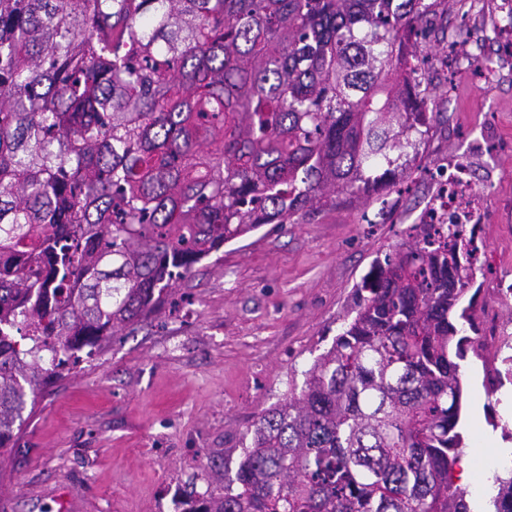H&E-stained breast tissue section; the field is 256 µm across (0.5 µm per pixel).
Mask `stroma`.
I'll use <instances>...</instances> for the list:
<instances>
[{"instance_id":"stroma-1","label":"stroma","mask_w":512,"mask_h":512,"mask_svg":"<svg viewBox=\"0 0 512 512\" xmlns=\"http://www.w3.org/2000/svg\"><path fill=\"white\" fill-rule=\"evenodd\" d=\"M501 0H448L425 47L432 91L418 164L470 161L484 189L485 221L467 232L485 247L468 294L479 335L512 355V58L486 24L512 26ZM497 57L500 76L483 77ZM435 182L410 191L336 193L293 223L267 224L226 243L163 295L159 313L103 340L41 386L4 465L0 512H181L165 493L204 492L224 451L240 447L257 415L300 394L305 373L351 320L375 260L408 241ZM463 442L452 471L470 512H491L474 492L499 448L512 444V382L491 384L481 359L461 373Z\"/></svg>"}]
</instances>
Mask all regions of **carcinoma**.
<instances>
[{"instance_id": "cac0c4a2", "label": "carcinoma", "mask_w": 512, "mask_h": 512, "mask_svg": "<svg viewBox=\"0 0 512 512\" xmlns=\"http://www.w3.org/2000/svg\"><path fill=\"white\" fill-rule=\"evenodd\" d=\"M445 3L0 0V466L64 356L224 244L410 169L429 92L402 39ZM372 273L300 395L184 512H469L463 229L422 224ZM495 484L512 512V477Z\"/></svg>"}]
</instances>
